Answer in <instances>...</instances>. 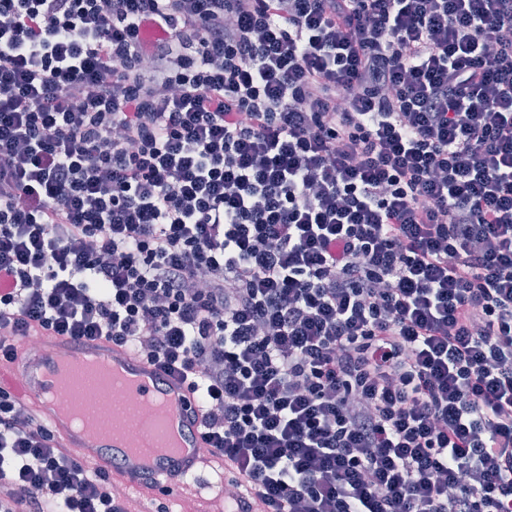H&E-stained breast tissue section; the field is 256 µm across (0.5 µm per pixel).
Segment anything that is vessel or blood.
Returning <instances> with one entry per match:
<instances>
[{
    "mask_svg": "<svg viewBox=\"0 0 512 512\" xmlns=\"http://www.w3.org/2000/svg\"><path fill=\"white\" fill-rule=\"evenodd\" d=\"M43 345L44 351L40 357L25 354L12 362L0 360V389L11 392L21 402L34 404L62 438L65 446L76 449L84 462L110 469L126 489L139 492L150 485L177 486L203 469L222 465V457L201 451V408L177 373L151 364L128 347L104 340L91 341L77 348L65 338L47 337ZM60 355L106 358L140 376L141 382L132 392V399L141 400L157 391L170 396L175 425L183 441L182 447L171 455L155 457L159 425L149 415L144 416L140 423L147 441L139 446L138 452L144 457H154L155 462L151 465L130 463L120 457L116 448L106 444H90L75 433L57 418L43 395L45 377L52 372L55 357Z\"/></svg>",
    "mask_w": 512,
    "mask_h": 512,
    "instance_id": "1",
    "label": "vessel or blood"
}]
</instances>
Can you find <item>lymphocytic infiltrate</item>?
Returning <instances> with one entry per match:
<instances>
[{"label": "lymphocytic infiltrate", "mask_w": 512, "mask_h": 512, "mask_svg": "<svg viewBox=\"0 0 512 512\" xmlns=\"http://www.w3.org/2000/svg\"><path fill=\"white\" fill-rule=\"evenodd\" d=\"M182 373L231 512H512V0H0V354ZM0 512H129L0 391Z\"/></svg>", "instance_id": "lymphocytic-infiltrate-1"}]
</instances>
